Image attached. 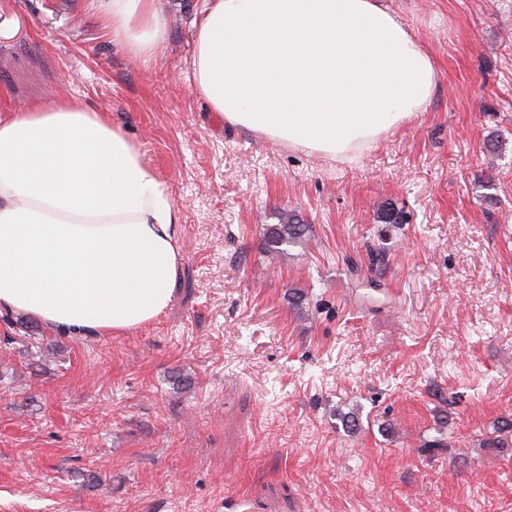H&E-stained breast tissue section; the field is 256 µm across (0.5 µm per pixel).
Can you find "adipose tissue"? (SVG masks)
<instances>
[{
	"mask_svg": "<svg viewBox=\"0 0 512 512\" xmlns=\"http://www.w3.org/2000/svg\"><path fill=\"white\" fill-rule=\"evenodd\" d=\"M132 58L165 41L160 0H100ZM190 80L226 125L354 160L415 112L435 65L382 0H202ZM180 209L110 113L61 93L0 118V313L66 336L134 330L169 305Z\"/></svg>",
	"mask_w": 512,
	"mask_h": 512,
	"instance_id": "obj_1",
	"label": "adipose tissue"
}]
</instances>
